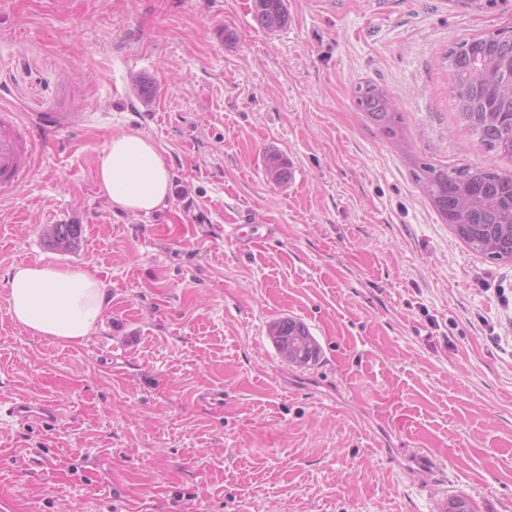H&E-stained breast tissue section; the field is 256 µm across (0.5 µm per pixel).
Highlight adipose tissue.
Wrapping results in <instances>:
<instances>
[{
	"instance_id": "1",
	"label": "adipose tissue",
	"mask_w": 512,
	"mask_h": 512,
	"mask_svg": "<svg viewBox=\"0 0 512 512\" xmlns=\"http://www.w3.org/2000/svg\"><path fill=\"white\" fill-rule=\"evenodd\" d=\"M99 193L113 210L149 214L165 206L172 172L156 143L138 131L113 133L95 169ZM106 285L94 273L46 263H20L9 272V311L34 336L78 343L95 329Z\"/></svg>"
}]
</instances>
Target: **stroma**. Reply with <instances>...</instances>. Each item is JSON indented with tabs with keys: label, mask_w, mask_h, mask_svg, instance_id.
<instances>
[{
	"label": "stroma",
	"mask_w": 512,
	"mask_h": 512,
	"mask_svg": "<svg viewBox=\"0 0 512 512\" xmlns=\"http://www.w3.org/2000/svg\"><path fill=\"white\" fill-rule=\"evenodd\" d=\"M0 0V103L45 141L0 193V401L51 400L53 428L0 418V493L21 512H512V263L459 241L416 163L490 164L441 57L512 30L454 0ZM388 87L408 151L351 89ZM149 135L174 173L154 214L112 210L108 136ZM290 176L267 178L269 153ZM53 224L81 243L49 245ZM252 230L240 246L233 225ZM95 270L79 343L11 319L13 265ZM291 317L320 357L287 363ZM208 389L220 408L203 406ZM422 452L438 466L419 484ZM257 19L267 28H278L288 20L285 0H254ZM298 325L301 327V336H305L304 342L306 353L308 355L305 364L308 366L310 362H315L317 360L319 356V345L304 323L288 317L278 318L269 325V336L273 339L281 357L288 361V363L293 364L285 358L276 336H293L292 333H294V330Z\"/></svg>",
	"instance_id": "obj_1"
}]
</instances>
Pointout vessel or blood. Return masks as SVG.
<instances>
[{"mask_svg": "<svg viewBox=\"0 0 512 512\" xmlns=\"http://www.w3.org/2000/svg\"><path fill=\"white\" fill-rule=\"evenodd\" d=\"M37 138L23 123L17 112L0 106V190L18 186L31 169ZM5 415L12 421L26 425L39 423L53 426L61 419L59 408L52 402H33L15 399L8 402Z\"/></svg>", "mask_w": 512, "mask_h": 512, "instance_id": "vessel-or-blood-1", "label": "vessel or blood"}]
</instances>
